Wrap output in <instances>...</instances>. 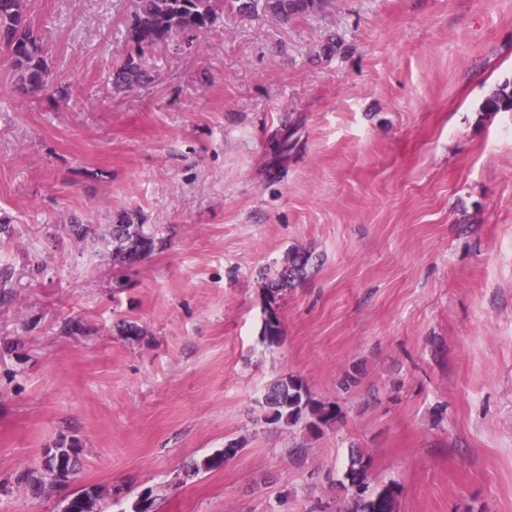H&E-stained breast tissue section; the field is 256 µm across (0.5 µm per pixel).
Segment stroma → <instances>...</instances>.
<instances>
[{
  "mask_svg": "<svg viewBox=\"0 0 512 512\" xmlns=\"http://www.w3.org/2000/svg\"><path fill=\"white\" fill-rule=\"evenodd\" d=\"M137 3L25 0L45 91L0 47V512L89 485L104 512L147 488L152 512H336L356 451L399 512H512V112L481 109L512 80V0H215L118 90ZM126 214L159 242L117 290L66 227ZM293 246L316 261L271 346L262 276ZM285 375L336 423H265ZM63 444L76 480L32 497L17 473Z\"/></svg>",
  "mask_w": 512,
  "mask_h": 512,
  "instance_id": "obj_1",
  "label": "stroma"
}]
</instances>
